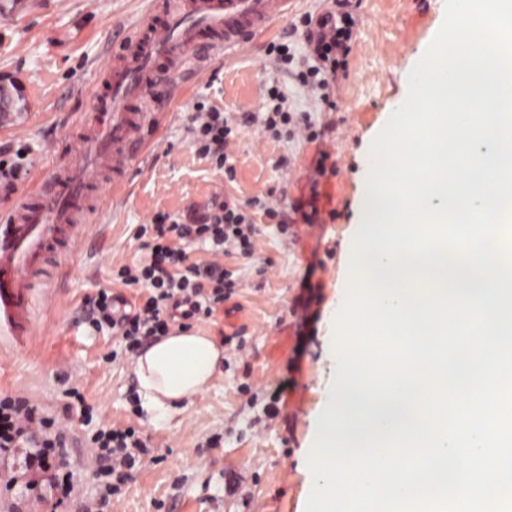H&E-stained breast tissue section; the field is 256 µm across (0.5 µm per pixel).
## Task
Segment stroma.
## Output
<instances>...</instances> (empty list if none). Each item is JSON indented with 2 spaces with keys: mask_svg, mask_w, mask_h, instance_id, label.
<instances>
[{
  "mask_svg": "<svg viewBox=\"0 0 512 512\" xmlns=\"http://www.w3.org/2000/svg\"><path fill=\"white\" fill-rule=\"evenodd\" d=\"M151 0H0V75L25 104L0 118V144L29 148V175L11 194L8 212L48 172L46 156H63L77 139V121L92 113L127 28ZM445 16V0H359L350 52L335 82L334 105L312 101L267 49L279 26L241 52L212 57L190 78L182 96L146 128L123 182L111 171L98 179L96 214L71 254L51 268L33 303L34 340L23 350L0 342V393L36 401L63 427L61 463L73 492L58 507L0 494V512H82L106 482L86 439L103 425L134 422L149 452L104 512H305L307 450L312 425L331 378L322 359L327 316L344 287L351 234L363 213L362 190L370 148L392 107L405 99L415 55L426 50ZM290 108L308 113L320 143L276 140L257 126L230 144L234 172L225 176L188 136L198 102L241 115L259 112L272 81ZM325 174H318L317 164ZM231 197L274 203L287 198L280 233L263 213L255 258L232 261L241 281L211 317L176 319L197 327L224 348L208 387L185 411L157 420L140 407L132 358L110 330H94L87 305L98 292L134 301L136 291L115 284L113 267L142 255L139 225L168 213L190 220L208 204ZM312 301L300 303L302 279ZM314 322H306L307 313ZM284 392L270 407L268 392ZM83 401H76V394Z\"/></svg>",
  "mask_w": 512,
  "mask_h": 512,
  "instance_id": "1",
  "label": "stroma"
}]
</instances>
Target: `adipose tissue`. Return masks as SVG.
<instances>
[{
    "label": "adipose tissue",
    "instance_id": "obj_1",
    "mask_svg": "<svg viewBox=\"0 0 512 512\" xmlns=\"http://www.w3.org/2000/svg\"><path fill=\"white\" fill-rule=\"evenodd\" d=\"M224 357L212 337L176 329L145 345L133 362L142 408L160 418L202 392Z\"/></svg>",
    "mask_w": 512,
    "mask_h": 512
}]
</instances>
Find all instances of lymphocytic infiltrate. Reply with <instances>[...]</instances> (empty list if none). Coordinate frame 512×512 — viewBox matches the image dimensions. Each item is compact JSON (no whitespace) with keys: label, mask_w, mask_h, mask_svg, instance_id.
Instances as JSON below:
<instances>
[{"label":"lymphocytic infiltrate","mask_w":512,"mask_h":512,"mask_svg":"<svg viewBox=\"0 0 512 512\" xmlns=\"http://www.w3.org/2000/svg\"><path fill=\"white\" fill-rule=\"evenodd\" d=\"M353 7L352 0H338L326 16H300L303 50L295 51L287 43L275 47L280 67L286 70L291 64H298L297 80L317 92L324 104L330 100L336 69L350 51ZM268 97L270 105L264 115L247 116L245 122L260 123L266 133L275 137L283 133L293 137L309 128V117L288 110L278 88H270ZM194 110L190 128L193 144L199 152L215 159L225 173H232L224 147L245 122L201 103ZM257 206L254 200H227L214 204L207 215L191 222L160 216L154 223L140 225L137 238L147 253L145 260L134 268H113L112 278L138 289L142 299L130 306L100 292L92 302L95 325L109 327L135 354L148 340L168 333L178 308H185L190 317L213 315L239 286L233 269L225 266V259L247 260L254 254L256 238L262 232L251 215ZM191 245L205 248L208 260H191L187 251ZM92 443V455L109 462L107 473L116 493L148 452L146 439L130 425L102 429L93 435ZM66 446L65 431L55 427L39 405L25 398L0 396V460L12 459L19 452L25 455L24 472L10 474L6 489L20 488L43 499L70 495L69 475L59 461Z\"/></svg>","instance_id":"1"}]
</instances>
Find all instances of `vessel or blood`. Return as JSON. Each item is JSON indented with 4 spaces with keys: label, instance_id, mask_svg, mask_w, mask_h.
Listing matches in <instances>:
<instances>
[{
    "label": "vessel or blood",
    "instance_id": "b4317fda",
    "mask_svg": "<svg viewBox=\"0 0 512 512\" xmlns=\"http://www.w3.org/2000/svg\"><path fill=\"white\" fill-rule=\"evenodd\" d=\"M294 0H163L148 14L106 73L107 93L69 157L36 192L0 220V332L26 342L32 297L49 268L69 253L93 211L94 174L124 172L129 144L157 110L154 88L181 93L187 64L246 45L287 17Z\"/></svg>",
    "mask_w": 512,
    "mask_h": 512
}]
</instances>
